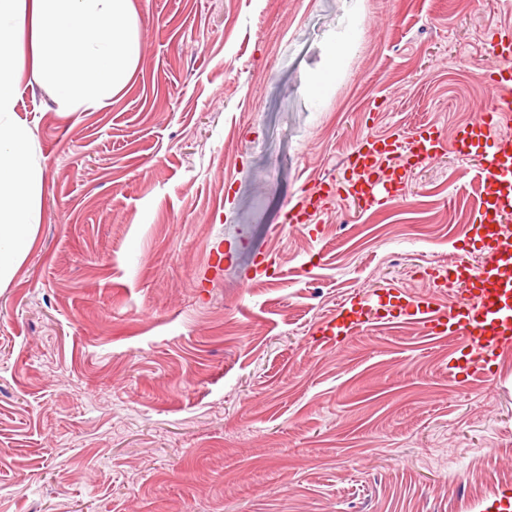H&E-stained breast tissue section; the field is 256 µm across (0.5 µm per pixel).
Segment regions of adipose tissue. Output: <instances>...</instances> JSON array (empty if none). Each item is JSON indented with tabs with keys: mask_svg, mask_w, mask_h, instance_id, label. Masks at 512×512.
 <instances>
[{
	"mask_svg": "<svg viewBox=\"0 0 512 512\" xmlns=\"http://www.w3.org/2000/svg\"><path fill=\"white\" fill-rule=\"evenodd\" d=\"M357 33L352 19L339 31L332 66L309 82L316 100L342 76ZM140 46L133 0H0V283L24 260L41 221L37 138L15 112L25 72L52 86L59 111L98 110L134 77Z\"/></svg>",
	"mask_w": 512,
	"mask_h": 512,
	"instance_id": "1",
	"label": "adipose tissue"
}]
</instances>
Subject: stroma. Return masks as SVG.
<instances>
[{
  "label": "stroma",
  "instance_id": "35a3bbf8",
  "mask_svg": "<svg viewBox=\"0 0 512 512\" xmlns=\"http://www.w3.org/2000/svg\"><path fill=\"white\" fill-rule=\"evenodd\" d=\"M134 3L139 67L110 106L58 112L30 75L18 100L44 178L0 285V512H505L512 350L468 377L459 335L394 310L327 333L378 288L448 307L440 275L480 260L475 165L408 168L381 209L283 214L367 135L472 122L512 0ZM358 33L354 18H350L337 35L336 43L330 48L333 58L331 67L315 74L309 82V90L317 101H322L329 90L335 85L343 74L345 56L350 44Z\"/></svg>",
  "mask_w": 512,
  "mask_h": 512
}]
</instances>
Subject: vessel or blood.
<instances>
[{"instance_id": "vessel-or-blood-1", "label": "vessel or blood", "mask_w": 512, "mask_h": 512, "mask_svg": "<svg viewBox=\"0 0 512 512\" xmlns=\"http://www.w3.org/2000/svg\"><path fill=\"white\" fill-rule=\"evenodd\" d=\"M493 67L481 75L490 97L477 121L446 141L430 128L390 137L360 140L345 161L347 176L338 194L359 207H382L396 199L402 185L400 170L447 151L476 162L481 173L480 204L471 239L481 256L479 265L462 261L450 274L455 297L448 309L435 307L426 296L396 297L401 316L430 335L448 327L464 339L471 356L467 374L484 371L488 357L512 348V136L498 133L512 122V33L498 32L483 47ZM322 192L315 191L285 212L287 224H302L320 213Z\"/></svg>"}]
</instances>
